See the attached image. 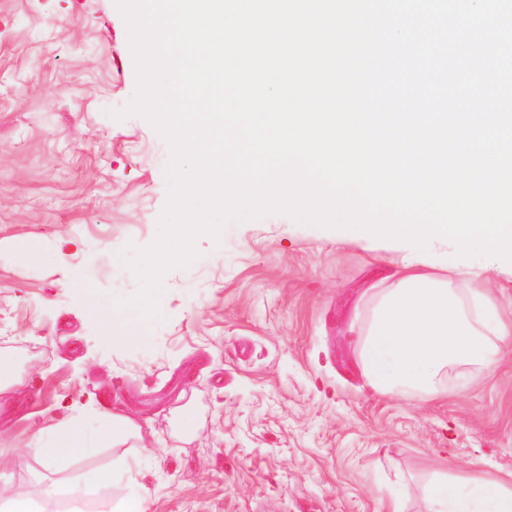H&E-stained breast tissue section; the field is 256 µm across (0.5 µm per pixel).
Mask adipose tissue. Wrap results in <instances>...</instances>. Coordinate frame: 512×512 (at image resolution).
<instances>
[{
    "label": "adipose tissue",
    "mask_w": 512,
    "mask_h": 512,
    "mask_svg": "<svg viewBox=\"0 0 512 512\" xmlns=\"http://www.w3.org/2000/svg\"><path fill=\"white\" fill-rule=\"evenodd\" d=\"M81 420L52 430L49 445L37 452L47 469L78 463L94 451ZM427 512H512V488L486 476H467L457 479L440 477L426 490Z\"/></svg>",
    "instance_id": "1"
}]
</instances>
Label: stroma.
Here are the masks:
<instances>
[{
	"label": "stroma",
	"mask_w": 512,
	"mask_h": 512,
	"mask_svg": "<svg viewBox=\"0 0 512 512\" xmlns=\"http://www.w3.org/2000/svg\"><path fill=\"white\" fill-rule=\"evenodd\" d=\"M125 21L110 0H0V481L39 512H112L144 489L150 512H425L438 474L512 488V340L494 376L409 401L373 388L359 336L391 287L395 245L349 241L276 214L202 236L168 272L143 342L100 320L139 282L127 245L150 244L169 148L142 117ZM42 258H24L25 246ZM134 429L46 470L40 424L102 415ZM133 464L75 502L47 495L84 471Z\"/></svg>",
	"instance_id": "1"
}]
</instances>
